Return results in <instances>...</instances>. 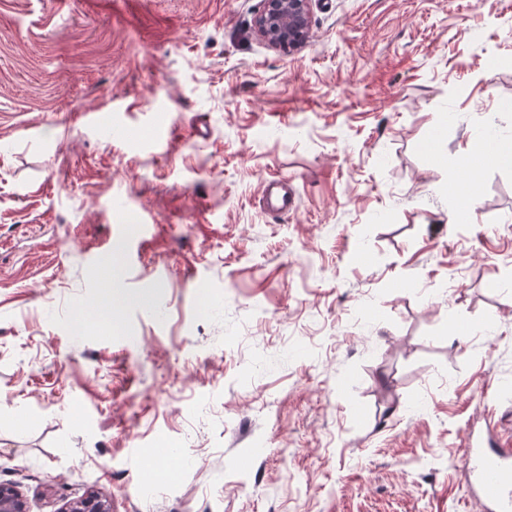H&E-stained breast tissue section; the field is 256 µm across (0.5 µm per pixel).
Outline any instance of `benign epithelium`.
I'll return each instance as SVG.
<instances>
[{"label":"benign epithelium","mask_w":512,"mask_h":512,"mask_svg":"<svg viewBox=\"0 0 512 512\" xmlns=\"http://www.w3.org/2000/svg\"><path fill=\"white\" fill-rule=\"evenodd\" d=\"M254 31L273 48H299L311 36V0H263ZM0 512H27L22 494L12 485L0 484ZM61 512H112V508L106 498L91 491L66 503Z\"/></svg>","instance_id":"obj_1"}]
</instances>
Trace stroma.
Returning a JSON list of instances; mask_svg holds the SVG:
<instances>
[{
    "instance_id": "obj_1",
    "label": "stroma",
    "mask_w": 512,
    "mask_h": 512,
    "mask_svg": "<svg viewBox=\"0 0 512 512\" xmlns=\"http://www.w3.org/2000/svg\"><path fill=\"white\" fill-rule=\"evenodd\" d=\"M261 8L0 0V484L29 512H477L512 169L468 213L446 184L512 139V0H312L290 52ZM262 200L264 207L276 213H288L293 208L294 191L288 188L286 178L271 177L262 184ZM59 512H112V508L106 498L90 491L84 497L66 503Z\"/></svg>"
}]
</instances>
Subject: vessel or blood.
Listing matches in <instances>:
<instances>
[{
	"label": "vessel or blood",
	"instance_id": "obj_1",
	"mask_svg": "<svg viewBox=\"0 0 512 512\" xmlns=\"http://www.w3.org/2000/svg\"><path fill=\"white\" fill-rule=\"evenodd\" d=\"M261 192L267 210L285 213L292 209L294 191L287 179H265ZM465 445L466 485L480 512H512V432L486 413L481 428L468 433Z\"/></svg>",
	"mask_w": 512,
	"mask_h": 512
}]
</instances>
